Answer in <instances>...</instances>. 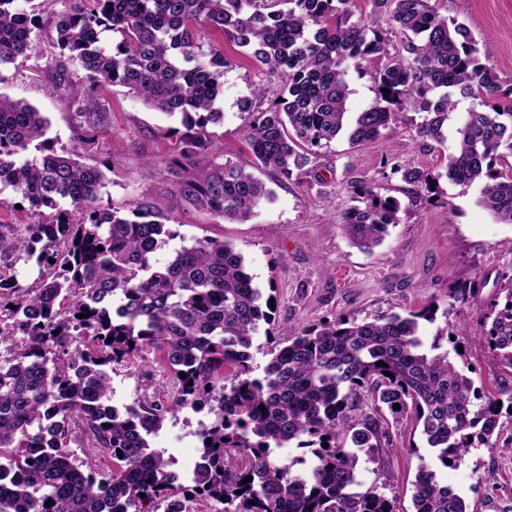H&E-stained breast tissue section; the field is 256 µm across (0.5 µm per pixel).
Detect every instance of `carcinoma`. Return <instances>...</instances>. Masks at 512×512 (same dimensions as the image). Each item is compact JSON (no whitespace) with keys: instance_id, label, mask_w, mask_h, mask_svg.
<instances>
[{"instance_id":"obj_1","label":"carcinoma","mask_w":512,"mask_h":512,"mask_svg":"<svg viewBox=\"0 0 512 512\" xmlns=\"http://www.w3.org/2000/svg\"><path fill=\"white\" fill-rule=\"evenodd\" d=\"M17 2L0 0V66L26 60L41 29L36 10ZM70 2L49 15L59 71L72 67L86 78L73 88L81 103L76 144L61 152L47 145L48 119L0 94V193L11 190L33 217L0 224V512H146V502L191 512L198 497L224 512H395L391 499L359 479V453L373 454L386 434L382 414L360 413L366 397L394 417L411 414L443 465L491 446L502 411L512 418V391L503 409L499 397L478 395L449 352H437L440 337L435 354L423 350L419 321L433 320L430 307L290 328L263 375L253 376L249 349L260 322L274 325L273 302L244 257L203 238L157 260L175 237L170 214L98 206L105 175L79 155L106 120L96 111L97 89L121 86L152 110L181 115L182 128L171 129L180 144L176 203L247 222L273 191L229 162H196L216 150L209 128L224 120L217 103L228 62L221 47L201 43V33L214 30L244 49L259 74L280 79L266 108L238 101L256 165L309 177L340 134L352 146L377 141L403 110L422 114L417 137L442 146L449 115L469 99L444 173L394 172L408 195L431 192L443 177L478 182L479 203L511 224L512 165L507 173L500 166L512 158V125L486 108L512 96V86L503 88L481 62L470 28L432 0H369L370 12L356 21L355 0ZM393 29L402 36L398 48L388 38ZM105 31L121 39L105 44ZM351 70L374 86L371 104L353 114ZM32 145L40 156L31 159ZM400 210L396 198L359 185L340 224L352 246L370 252L400 223ZM21 260L37 268L30 287L19 281ZM483 319L478 342L512 370V275ZM149 348L160 353L167 390L113 405L112 371ZM205 406L213 419L199 432L204 465L193 485H178L149 437L167 416ZM86 439L110 454L111 472L74 458L70 443ZM290 446L300 455H275ZM413 486V512H466L429 464Z\"/></svg>"}]
</instances>
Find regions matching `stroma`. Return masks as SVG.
<instances>
[{"label": "stroma", "instance_id": "stroma-1", "mask_svg": "<svg viewBox=\"0 0 512 512\" xmlns=\"http://www.w3.org/2000/svg\"><path fill=\"white\" fill-rule=\"evenodd\" d=\"M441 14L465 22L480 37V59L501 79L512 81V0H440ZM231 62L224 75V96L219 105L223 123L212 126L223 152L200 157L206 167L231 162L255 173L274 196L263 201L247 222L232 223L211 217L184 203L174 206V177L169 170L178 150L173 128L179 118L148 109L125 88L98 90V109L107 120L98 142L84 155L98 166L105 184L98 203L126 209L138 203L170 211V228L177 237L159 250L167 259L182 242L204 237L232 244L244 258L260 287H274L277 333L343 315L358 320L380 314H408L433 306V321H421L425 343L441 337V347L462 345L464 362L478 393L512 390V372L502 368L494 353L477 343L481 314L497 293L501 276L512 273V224L497 221L479 203V185L440 180L437 193L412 198L402 191L392 166L441 171L448 150L416 140L419 114L404 111L392 130L378 141L358 147L338 138L321 159L322 182L311 178H283L270 168L255 166L245 143L247 116L236 102L252 90L272 97L274 83L260 79L248 57L226 47ZM58 50L48 33L35 38L23 66L0 67V93L35 106L50 121L47 137L54 149L71 148L78 108L69 92L53 89ZM363 182L383 196L401 203L400 222L382 245L363 252L350 245L340 213L351 203L352 184ZM465 287L466 300L449 304L450 289ZM147 356L144 365L118 368L112 374L114 405L132 403L145 388L162 391L167 374ZM183 414L168 417L151 437L156 448L182 431ZM383 448L361 458L358 468L366 485L392 499L396 512H411L413 482L421 464L434 461L411 417L390 423ZM200 439L190 436L182 447L168 448L173 467L189 466L200 456ZM442 477L461 494L469 512H512V428L504 429L495 447L473 448Z\"/></svg>", "mask_w": 512, "mask_h": 512}]
</instances>
